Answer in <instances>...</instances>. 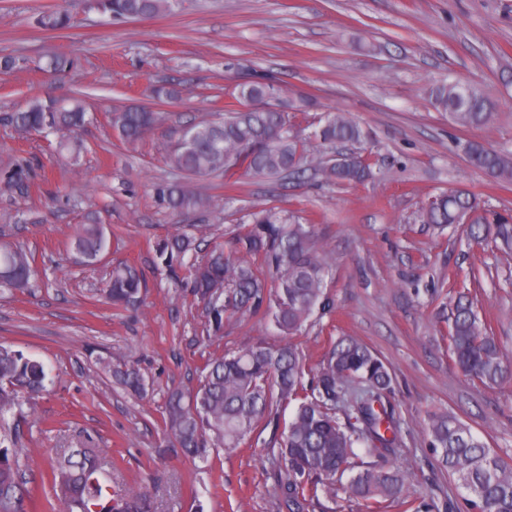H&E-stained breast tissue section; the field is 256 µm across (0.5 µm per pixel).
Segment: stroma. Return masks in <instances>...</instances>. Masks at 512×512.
<instances>
[{"mask_svg": "<svg viewBox=\"0 0 512 512\" xmlns=\"http://www.w3.org/2000/svg\"><path fill=\"white\" fill-rule=\"evenodd\" d=\"M59 7L73 16L69 28L33 27L35 13ZM60 52L70 67L49 71ZM3 56L21 64L0 68V170L21 165L29 179L23 191L0 179V234L33 255L36 274L26 290L0 293V343L42 361L52 380L18 419L34 512H54L52 461L87 436L112 465L114 494L140 490L157 512H281L270 464L253 441L193 461L169 443L164 415L169 394L195 386L208 357L282 338L259 314L231 318L223 337L208 338L188 268L169 275L155 252L176 224L202 226L212 244L272 207L314 225L329 256L334 309L295 338L307 362L319 363L343 335L380 354L407 427L395 459L409 475L405 498L430 496L447 512H466L464 490L430 465L423 425L448 412L512 456V379L494 388L467 380L448 352L441 310L469 288L512 363V250L470 244L461 225L437 235L419 213L457 188L482 207L512 210V183L475 169L458 147L471 139L512 149V0H178L140 20L110 18L86 0H0ZM252 72L308 101L296 117L301 133L328 111L359 123L372 178L351 186L312 171L298 181L210 178L197 188L216 207L173 216L154 197L155 184L173 177L168 148L187 124L223 118ZM443 80L481 87L497 102L494 119L477 128L451 123L428 95ZM162 84L176 95L157 105L151 90ZM77 91L93 116L78 166L59 161L54 136L21 137L6 123L34 98ZM152 104L162 122L123 147L109 126L112 109ZM90 215L111 226L112 244L100 263L84 266L67 242ZM119 263L136 266L145 283L126 307L102 295ZM473 268L484 275L472 284L464 275ZM107 358L138 365L145 394L116 384L103 369Z\"/></svg>", "mask_w": 512, "mask_h": 512, "instance_id": "1", "label": "stroma"}]
</instances>
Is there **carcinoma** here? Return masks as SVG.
<instances>
[{"label":"carcinoma","instance_id":"obj_1","mask_svg":"<svg viewBox=\"0 0 512 512\" xmlns=\"http://www.w3.org/2000/svg\"><path fill=\"white\" fill-rule=\"evenodd\" d=\"M89 8L115 18L143 19L173 6V0H89ZM64 8L41 11L33 25L57 31L70 25ZM433 107L448 113L459 126L480 127L495 115L496 102L478 86L441 81L429 90ZM238 98L253 103L245 111L230 110L224 120L193 124L195 141L169 152L170 167L188 180L213 175L232 178L252 174L269 178L298 176L322 151L365 141L362 127L340 112H329L305 137L294 130L290 113L305 111L293 104L288 88L270 76L251 78L239 86ZM87 121L79 97L34 99L8 116L19 134L47 132L57 136V151L79 164L85 145L77 132ZM161 121L142 107L112 113L110 125L125 144L141 140ZM461 150L476 169L512 181V150L464 141ZM370 177L369 165L357 151L340 152L328 161L324 179L359 184ZM159 205L175 215L212 206L211 197L182 181L155 186ZM479 209L469 192L456 190L430 201L421 210L425 224L442 232L462 215ZM476 245L492 243L512 249V212H489L466 227ZM111 245L105 225L91 218L74 226L70 251L96 258ZM198 239L176 227L157 245V257L173 267L197 251ZM34 258L20 245L0 237V290L23 291L35 275ZM326 256L317 246L315 226L296 221L290 211L271 208L241 227L229 248L216 245L192 263V288L204 301L209 334L224 333L226 314L252 313L267 318L279 336H294L316 315L334 308L326 292ZM143 280L129 264L112 268L106 299L115 306L139 301ZM448 350L463 375L485 386L501 385L512 374L503 360L492 328L479 317L470 292L457 293L445 318ZM113 379L140 393L145 388L133 364L106 362ZM44 364L10 345L0 344V424L23 413V405L47 388ZM393 376L387 364L353 336L334 341L315 369H306L297 346L288 341L268 345L259 339L238 351L206 360L192 391L170 393L165 416L167 436L185 455L206 460L214 448L231 453L248 438L265 451L273 480L287 512H316L321 500L336 496L342 485L349 498L367 512H382L400 498L405 471L390 461L401 439V421L389 400ZM295 403L288 425L280 426L283 409ZM424 430L432 451L431 465L454 476L466 490L467 512H512V463L446 411L429 415ZM269 437H264V432ZM23 449L10 432H0V512H27L30 491L18 461ZM103 463L86 444L61 455L53 467V489L60 512H155L140 491L109 498L103 484Z\"/></svg>","mask_w":512,"mask_h":512}]
</instances>
